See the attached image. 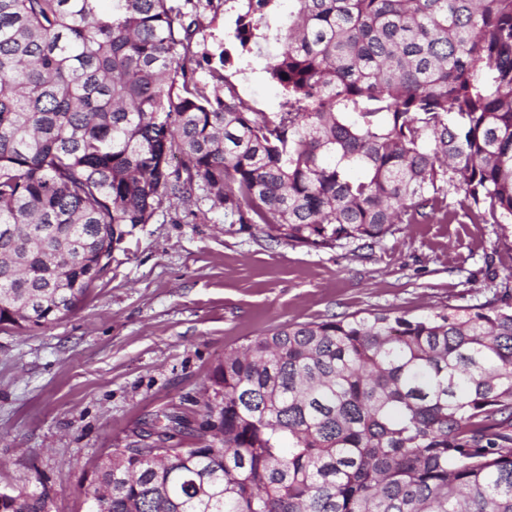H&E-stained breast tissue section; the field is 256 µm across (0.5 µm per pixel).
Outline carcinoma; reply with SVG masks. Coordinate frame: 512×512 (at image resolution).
Segmentation results:
<instances>
[{"instance_id":"1","label":"carcinoma","mask_w":512,"mask_h":512,"mask_svg":"<svg viewBox=\"0 0 512 512\" xmlns=\"http://www.w3.org/2000/svg\"><path fill=\"white\" fill-rule=\"evenodd\" d=\"M0 0V326L78 310L123 227L201 190L232 224L371 248L448 192L512 224V0ZM283 102L225 71L268 46ZM205 62L211 83L196 78ZM196 429L95 471L89 512H512V290L288 323L224 353ZM0 512H49L0 490ZM200 3L201 5L198 7L200 27L196 39L201 44L204 43L210 46L212 37L216 36L224 38L225 46L229 47L231 41L228 35L232 28V12L228 10V12L224 14V0H222L221 3L215 0L213 2L214 8L208 7L204 9L205 0H201ZM215 12L216 16L214 18Z\"/></svg>"}]
</instances>
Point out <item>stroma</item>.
<instances>
[{"label": "stroma", "instance_id": "35a3bbf8", "mask_svg": "<svg viewBox=\"0 0 512 512\" xmlns=\"http://www.w3.org/2000/svg\"><path fill=\"white\" fill-rule=\"evenodd\" d=\"M251 56L242 100L278 111ZM449 193V217L397 225L373 249L273 242L228 224L203 193L126 226L83 306L53 324L0 326V488L47 489L50 512H87L97 464L167 414L196 421L226 350L292 322L476 308L512 288V227L476 223Z\"/></svg>", "mask_w": 512, "mask_h": 512}]
</instances>
